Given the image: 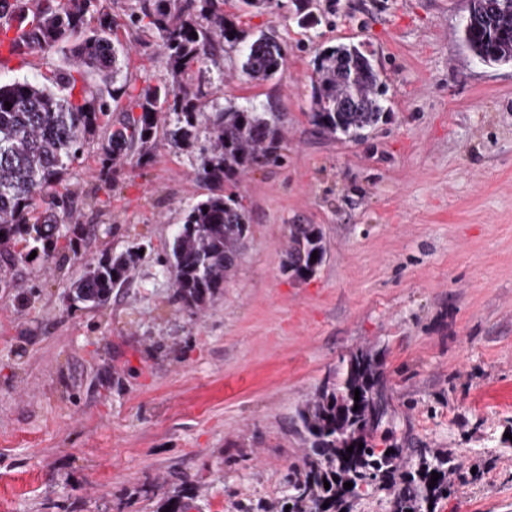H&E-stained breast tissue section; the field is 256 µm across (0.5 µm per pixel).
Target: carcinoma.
I'll list each match as a JSON object with an SVG mask.
<instances>
[{
	"label": "carcinoma",
	"mask_w": 512,
	"mask_h": 512,
	"mask_svg": "<svg viewBox=\"0 0 512 512\" xmlns=\"http://www.w3.org/2000/svg\"><path fill=\"white\" fill-rule=\"evenodd\" d=\"M18 2L20 22L29 32L25 47L13 45L11 50L17 55L60 50L65 59L53 71L49 86L29 81L0 84V256L11 262L23 261L34 251L49 257L62 235L72 245L87 239L88 226L73 221L76 192L57 191L69 165L93 141L103 173L128 159L150 162L161 115L172 113L168 145L178 151L198 150L196 177L224 188L189 207L167 261L183 305L203 308L235 275L250 232L248 215L235 193L238 178L257 165L281 159L282 131L273 112L215 104L206 142L198 144L207 94L182 78L193 66L205 65L224 43L240 47L241 70L249 79L268 81L286 65L278 37L273 32L249 37L224 15V0H136L122 23L100 7V0H36L34 6L31 0ZM471 13L474 22L463 26V39L474 58L483 62L500 54L512 57V11L502 9L501 0H476ZM90 18L96 21L92 28ZM122 26L153 33L169 76L142 89L126 109L119 108L125 88L116 86L124 54L112 39ZM79 33L83 38L70 44ZM90 75L104 88L92 87ZM311 84L310 122L330 137L361 141L389 117L380 73L354 44L319 51ZM6 102L12 107L4 106ZM117 110L120 119L102 122ZM140 250L137 246L86 260L71 283L73 299L89 307L105 305L112 290L128 281L142 258ZM325 254L318 225H288L284 272L308 279ZM387 416L388 398L376 359L362 349L350 353L338 379L327 381L298 411L297 432L316 458L305 462L303 473L288 479L289 512H341L365 487L393 491V512H430L429 505L447 491L448 476L458 465L450 456L425 448L376 447V434ZM434 472L439 474L435 484ZM346 482L353 487L344 488Z\"/></svg>",
	"instance_id": "obj_1"
}]
</instances>
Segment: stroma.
<instances>
[{
    "instance_id": "1",
    "label": "stroma",
    "mask_w": 512,
    "mask_h": 512,
    "mask_svg": "<svg viewBox=\"0 0 512 512\" xmlns=\"http://www.w3.org/2000/svg\"><path fill=\"white\" fill-rule=\"evenodd\" d=\"M469 0H224L248 34L275 30L286 66L249 81L225 48L206 72L222 106L284 124L277 166L237 188L251 224L223 292L201 312L160 259L211 187L195 154L159 142L151 162L101 181L94 147L68 170L79 248L0 264V512H283L285 481L311 448L298 411L343 358L376 355L387 444L452 454L460 470L433 512H512V63L485 65L461 36ZM313 14L317 25L298 19ZM135 96L164 74L155 39L120 33ZM362 45L390 118L355 143L309 120L321 48ZM62 53L0 65V83L46 82ZM315 224L316 274L282 270L288 227ZM144 245L110 302L69 287L91 257Z\"/></svg>"
}]
</instances>
